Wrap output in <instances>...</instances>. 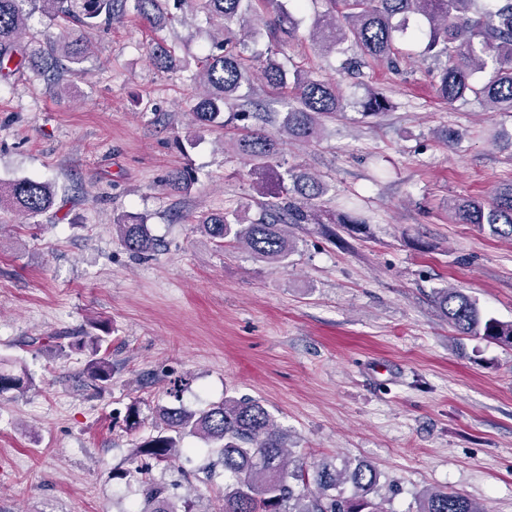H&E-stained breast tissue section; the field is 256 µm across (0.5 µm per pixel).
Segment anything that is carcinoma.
I'll list each match as a JSON object with an SVG mask.
<instances>
[{
  "mask_svg": "<svg viewBox=\"0 0 512 512\" xmlns=\"http://www.w3.org/2000/svg\"><path fill=\"white\" fill-rule=\"evenodd\" d=\"M303 0H0V74L8 76L36 67L57 84L65 74H77L89 53L88 44L73 32L44 34L32 44L22 41L28 19L40 12L51 21L64 20L92 29L119 21L132 12L161 29L173 19L170 8L203 13L216 27L208 53L197 63L192 80L197 93L190 107L195 121L206 127L232 126L240 135L232 141L235 153L250 165L255 189L270 197L260 203L258 218L245 223L240 215L206 212L199 227L219 244L245 246L259 259L284 265L295 242L288 228L300 224H341L361 228L363 199L346 198L343 208L324 215L318 200L335 190L329 182L288 165L282 146L310 141L325 123L344 115L349 107L361 116L387 113L391 103L383 94L367 90L351 101L336 82L299 66L288 68V44L297 38L300 20L286 8ZM331 8L311 18L309 35L324 56L343 53L347 42L362 56L394 62L400 40L419 45L425 59L443 61L436 91L452 104L472 95L493 112L512 113V0H329ZM419 23L410 25L411 20ZM267 47L258 49L260 38ZM154 67L165 72L187 68L172 48L156 44ZM269 87L286 91L281 109L261 110L250 95L255 76ZM192 181L185 168L171 170L166 188L186 190ZM26 215L55 205L48 182L23 179L0 185V199ZM458 222L475 224L490 235L512 239V181L501 184L489 200L462 197L449 205ZM113 229L125 248L139 255L155 251L157 240L142 217L127 216ZM435 302L454 329L465 336L512 346V321L484 313L476 300L459 288H439ZM94 334L82 336L69 348L86 354L85 372L91 386L102 391L112 385L108 349L111 326L92 320ZM33 384L25 369L0 362V394ZM200 438L218 449V463L232 483L224 487L218 512H388L379 497L380 472L365 461L336 465L322 458L311 463L292 461L288 436L272 415L252 397H226L200 411L181 405H161L149 433L133 449L134 461L168 462L186 449L184 438ZM348 485L350 494L341 491ZM144 506L126 512H190L165 495L164 487H143ZM416 512H488L466 495L432 490L417 500Z\"/></svg>",
  "mask_w": 512,
  "mask_h": 512,
  "instance_id": "carcinoma-1",
  "label": "carcinoma"
}]
</instances>
